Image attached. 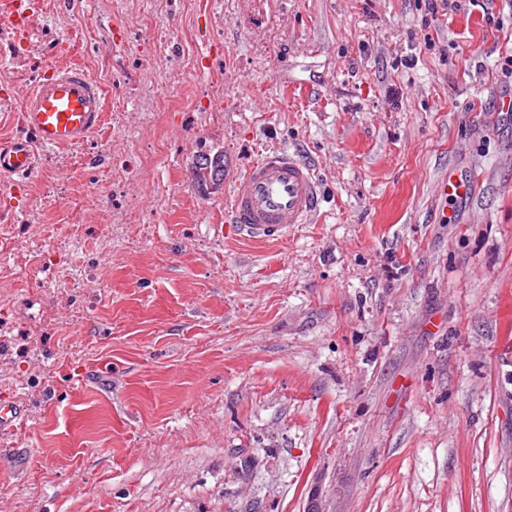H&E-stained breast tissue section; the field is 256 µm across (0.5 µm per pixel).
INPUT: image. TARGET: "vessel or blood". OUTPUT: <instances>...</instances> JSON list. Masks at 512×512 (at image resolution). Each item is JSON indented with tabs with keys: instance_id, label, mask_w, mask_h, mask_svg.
<instances>
[{
	"instance_id": "1",
	"label": "vessel or blood",
	"mask_w": 512,
	"mask_h": 512,
	"mask_svg": "<svg viewBox=\"0 0 512 512\" xmlns=\"http://www.w3.org/2000/svg\"><path fill=\"white\" fill-rule=\"evenodd\" d=\"M105 99L99 83L79 65L48 67L22 107L33 140L18 139L0 150V174L28 177L36 147L60 148L90 137L103 124ZM473 179L456 173L442 177L439 191L455 204L471 198ZM322 200L321 183L312 166L297 154L269 150L245 166L226 191V219L235 235L277 239L295 225L311 223ZM28 419L15 398L0 397V434Z\"/></svg>"
}]
</instances>
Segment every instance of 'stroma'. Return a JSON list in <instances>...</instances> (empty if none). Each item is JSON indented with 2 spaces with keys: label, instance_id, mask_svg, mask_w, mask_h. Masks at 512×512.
Listing matches in <instances>:
<instances>
[{
  "label": "stroma",
  "instance_id": "35a3bbf8",
  "mask_svg": "<svg viewBox=\"0 0 512 512\" xmlns=\"http://www.w3.org/2000/svg\"><path fill=\"white\" fill-rule=\"evenodd\" d=\"M41 7L106 115L18 182L42 211L26 274L0 268V393L29 410L0 512H512V0ZM103 19L162 48L151 111L113 94ZM272 147L314 165L320 214L236 238L192 167ZM473 178L471 176L458 175L448 170V177H442L439 184L440 195L454 204L467 203L471 198Z\"/></svg>",
  "mask_w": 512,
  "mask_h": 512
}]
</instances>
